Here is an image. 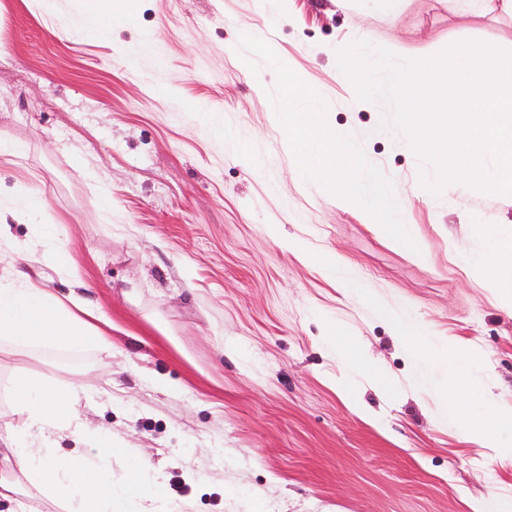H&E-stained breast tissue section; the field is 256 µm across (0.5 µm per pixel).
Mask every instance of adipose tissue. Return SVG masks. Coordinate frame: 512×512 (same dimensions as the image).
Returning a JSON list of instances; mask_svg holds the SVG:
<instances>
[{"label": "adipose tissue", "mask_w": 512, "mask_h": 512, "mask_svg": "<svg viewBox=\"0 0 512 512\" xmlns=\"http://www.w3.org/2000/svg\"><path fill=\"white\" fill-rule=\"evenodd\" d=\"M477 233L485 248L472 265L485 274L502 304L512 308V289L503 285L504 277L512 274V240L501 237L492 221L478 225ZM86 311L79 295L61 299L42 281L12 270L8 276H0V350L51 355L64 349L101 347L107 336L85 320ZM379 312L392 323L417 369L429 368L436 358L449 362L450 371L434 388L448 418L494 448L497 455L512 456V405H485L488 383L478 354L436 340L390 308L380 307ZM329 343L348 372L344 386L347 399H354L356 377L362 373L380 389H387L381 370L343 328L334 330ZM79 394L80 387L74 383L58 386L23 371L13 376L9 398L25 421L5 439V448L0 451V497L34 493L61 502L65 512H149L148 502L161 500L164 490L146 478L148 462H141V472L135 478L116 487L111 473L91 466L84 449L79 448L86 427L77 408ZM64 431L77 446L61 457L54 444Z\"/></svg>", "instance_id": "1"}]
</instances>
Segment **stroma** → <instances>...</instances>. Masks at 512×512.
<instances>
[{
  "instance_id": "1",
  "label": "stroma",
  "mask_w": 512,
  "mask_h": 512,
  "mask_svg": "<svg viewBox=\"0 0 512 512\" xmlns=\"http://www.w3.org/2000/svg\"><path fill=\"white\" fill-rule=\"evenodd\" d=\"M0 0V204L30 191L67 237L42 257L40 225L11 224L10 264L59 295L84 280L111 347L0 354V390L26 369L82 387L85 444L112 438L124 483L142 458L165 488L155 512H478L512 495V457L464 436L416 378L391 323L346 294L311 256L353 270L377 299L443 342L479 353L491 404L512 405V308L467 266L492 219L512 237V205L467 184L433 196L436 167L403 145L389 101L358 100L339 67L357 40L414 59L462 41L512 50V15L476 0H137L128 24L86 36L87 0ZM267 42L327 103L406 204L424 254L379 233L320 183L295 178L269 94L240 37ZM115 201L102 209V193ZM342 323L389 382L343 395L327 344Z\"/></svg>"
}]
</instances>
